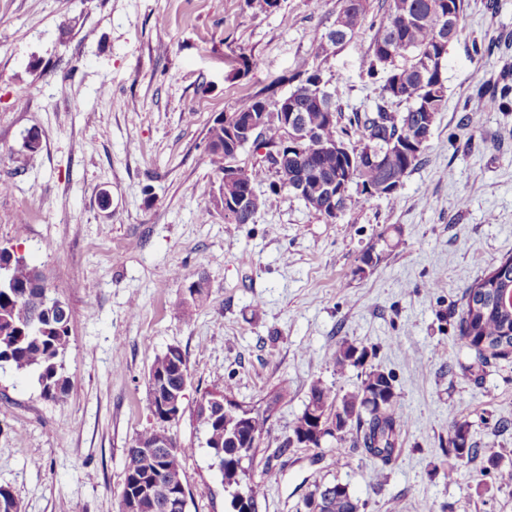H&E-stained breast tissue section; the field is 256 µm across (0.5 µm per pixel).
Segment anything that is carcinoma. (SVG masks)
Instances as JSON below:
<instances>
[{
	"label": "carcinoma",
	"instance_id": "carcinoma-1",
	"mask_svg": "<svg viewBox=\"0 0 512 512\" xmlns=\"http://www.w3.org/2000/svg\"><path fill=\"white\" fill-rule=\"evenodd\" d=\"M383 17L372 42V58L367 72L377 73L378 67H392L391 77L379 88L375 106L370 112H353L343 116L332 102L331 95H315L311 76L301 80L288 96L269 101L257 96L244 100L232 116L283 111L290 106L303 114L312 128V135L300 141L294 158L278 162L272 147L280 139V130L272 121L255 138L241 148L265 150L262 160L249 169H241L239 181L255 185L272 173L277 180L270 183L276 192L294 182L300 173H312L322 184L347 183L371 197L390 199L422 161L426 145L415 146L420 127L416 117L429 113L432 117L444 111L447 98L444 83L432 87L427 79V64L434 59H446L448 46L458 34L463 18L464 0H384ZM366 10V0H343L338 13L340 26L317 35L319 48L337 46L358 28ZM398 57L409 62L394 65ZM508 85L482 87L476 100L464 108L466 115L460 126L465 128L477 118L478 101L485 95L509 96ZM358 135V144L345 143L350 134ZM225 127L214 121L208 130V152L216 174L228 175L230 162L224 144ZM346 144V152L336 155L323 153L321 141ZM373 150L383 154V167H369L364 155ZM13 288L0 289V365L8 364L16 371L37 377L41 395L60 401L69 391L64 376L62 357L70 338V312L45 308L37 319L21 324L18 309L23 305L25 286L38 276L35 267L22 258H15L9 272ZM459 339L475 352L481 366L490 360L505 358L512 351V256L501 258L491 271L467 288L459 320ZM373 350L362 344L341 341L331 353L330 362L336 371H360L356 389L338 396L333 387L317 380L312 383L305 409L290 426L283 447L311 444L320 447L327 436L336 440V452L343 454L350 428H355L353 447L362 448L374 458L386 461L398 444L403 417L391 375L371 366L367 360ZM189 372L187 360L177 347L169 348L156 357L148 372V406L170 401L181 395L184 374ZM281 396L267 403L263 412L241 408L233 400V386L224 385L222 392H207L196 404L195 415L203 426L205 446L210 449L213 466L221 473L224 491L230 496L231 512H255L259 483L255 482L243 460L251 458L252 449L267 429V423ZM161 437L170 446L150 454L141 449L156 443ZM186 449L175 439L156 429L140 433L127 450L124 482L119 498V512H167L168 496L183 492L181 457ZM481 449L471 438L470 423L455 421L451 425L448 455L455 466L448 469V479L457 474L456 465L467 464L479 456ZM317 504L320 512H360L361 504L340 482L317 484L303 499V512ZM0 512H20L13 492L0 486Z\"/></svg>",
	"mask_w": 512,
	"mask_h": 512
}]
</instances>
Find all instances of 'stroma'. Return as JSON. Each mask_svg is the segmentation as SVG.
Returning a JSON list of instances; mask_svg holds the SVG:
<instances>
[{
  "label": "stroma",
  "mask_w": 512,
  "mask_h": 512,
  "mask_svg": "<svg viewBox=\"0 0 512 512\" xmlns=\"http://www.w3.org/2000/svg\"><path fill=\"white\" fill-rule=\"evenodd\" d=\"M488 2L465 0L447 107L392 199L356 196L330 223L261 182L253 222L230 224L211 204L209 127L315 69L344 113L371 111L382 0L322 49L314 36L335 28L341 0L272 11L262 0H0V247L35 265L71 314L65 399L0 367V485L21 512H117L126 450L155 424L146 375L173 346L190 377L184 413L164 429L187 450V512L228 509L194 414L228 383L245 406L285 392L251 461L256 512H299L315 485L336 482L360 512H512V485L486 462L512 469V355L477 371L458 337L464 290L512 255V106L484 97L477 127L460 126L465 102L512 67V0ZM370 248L379 262L357 273ZM344 339L395 378L404 425L389 461L336 455L330 438L283 446L314 381L341 395L358 385L329 361ZM456 420L483 455L452 478Z\"/></svg>",
  "instance_id": "obj_1"
}]
</instances>
